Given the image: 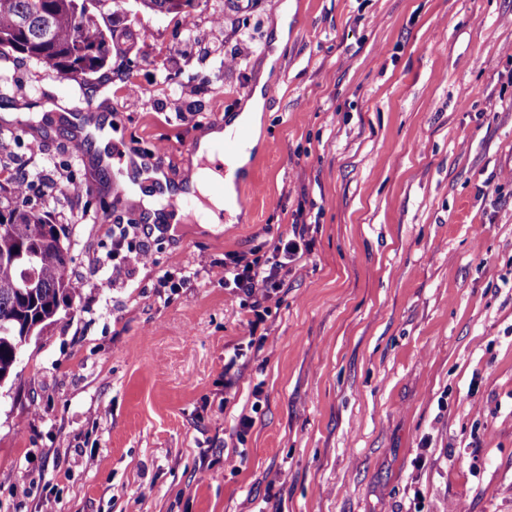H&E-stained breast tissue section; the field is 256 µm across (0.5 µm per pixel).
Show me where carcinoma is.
Masks as SVG:
<instances>
[{
  "label": "carcinoma",
  "instance_id": "obj_1",
  "mask_svg": "<svg viewBox=\"0 0 512 512\" xmlns=\"http://www.w3.org/2000/svg\"><path fill=\"white\" fill-rule=\"evenodd\" d=\"M120 0H0V48L43 61L62 75H91L110 61L112 33L89 12ZM186 20L193 0H139ZM69 228L50 216L0 206V385L18 377L23 348L59 321L76 297L69 276ZM33 285L25 287V278Z\"/></svg>",
  "mask_w": 512,
  "mask_h": 512
}]
</instances>
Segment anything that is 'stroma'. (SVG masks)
<instances>
[{
	"label": "stroma",
	"mask_w": 512,
	"mask_h": 512,
	"mask_svg": "<svg viewBox=\"0 0 512 512\" xmlns=\"http://www.w3.org/2000/svg\"><path fill=\"white\" fill-rule=\"evenodd\" d=\"M285 1L242 177L258 194L221 224L163 225L97 289L115 220L139 218L135 172L81 161L52 103L111 113L125 153L165 145L169 182L190 181ZM192 19L120 0L91 77L0 54V116L38 127L0 130V183L86 186L22 200L68 225L77 297L0 386V512L49 492L61 512H512V0H195ZM299 213L311 252L228 366L249 313L209 271Z\"/></svg>",
	"instance_id": "35a3bbf8"
}]
</instances>
